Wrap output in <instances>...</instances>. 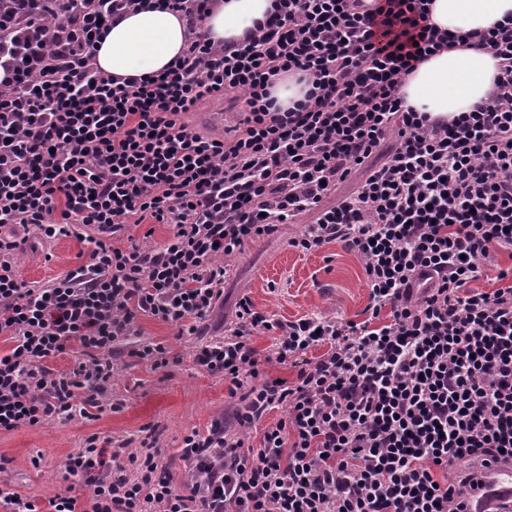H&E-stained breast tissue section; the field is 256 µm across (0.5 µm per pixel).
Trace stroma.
<instances>
[{
  "mask_svg": "<svg viewBox=\"0 0 512 512\" xmlns=\"http://www.w3.org/2000/svg\"><path fill=\"white\" fill-rule=\"evenodd\" d=\"M311 215L282 227L276 237L248 245L233 260L236 276L225 288L226 303L248 294L256 307L276 319L294 321L328 317L359 322L369 305V289L360 259L342 243L332 242L304 254L289 247ZM26 244L17 256L20 277L33 285L45 284L75 267L89 263L88 242L75 237L43 241L34 230L19 229ZM139 339L163 343L175 363L155 369L131 358L119 361L112 387L101 400L120 402L118 411L100 413L97 420L51 421L36 427L0 431L1 477L9 488L36 501L47 512L48 501L65 492L79 493L78 478L64 467L67 456L76 453L90 434L111 440L113 446L137 451L146 430L157 434L165 463L178 479L189 470L179 457L183 436L190 430L204 431L223 417L231 406L223 378L208 374L193 362L196 347L216 335L215 319H206L197 334H180L178 327L141 316L135 322Z\"/></svg>",
  "mask_w": 512,
  "mask_h": 512,
  "instance_id": "stroma-1",
  "label": "stroma"
}]
</instances>
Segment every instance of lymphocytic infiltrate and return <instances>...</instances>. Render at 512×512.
<instances>
[{"label": "lymphocytic infiltrate", "mask_w": 512, "mask_h": 512, "mask_svg": "<svg viewBox=\"0 0 512 512\" xmlns=\"http://www.w3.org/2000/svg\"><path fill=\"white\" fill-rule=\"evenodd\" d=\"M193 36L163 75L115 78L93 56L108 23L143 0H105L33 30L42 48L0 47V431L94 419L112 351L162 368L167 348L133 342L147 315L195 333L224 294L230 259L301 213L302 253L343 242L362 262V322H283L249 296L197 366L223 377L231 420L185 435L179 481L155 450H107L97 435L67 457L82 496L52 512H466L492 461L512 463V286L472 288L512 250V22L469 41L431 26V0H274L230 45L203 35L210 0H166ZM501 74L484 103L451 119L405 107L414 62L469 44ZM302 74V100L271 90ZM234 95L230 137L187 121ZM355 180V189L339 187ZM334 205H325L328 195ZM167 224L160 246L115 245L128 224ZM48 239L88 231V264L33 287L14 262V225ZM278 335L294 382L265 376L252 338ZM78 346L57 374L50 360ZM325 352L316 359L308 353ZM260 446L248 430L277 407ZM307 89V81L299 82L298 75H284L276 81L272 95L277 99V104L286 109L293 102L303 99Z\"/></svg>", "instance_id": "lymphocytic-infiltrate-1"}]
</instances>
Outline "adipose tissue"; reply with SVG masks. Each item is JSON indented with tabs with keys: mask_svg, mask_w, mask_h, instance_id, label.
I'll return each instance as SVG.
<instances>
[{
	"mask_svg": "<svg viewBox=\"0 0 512 512\" xmlns=\"http://www.w3.org/2000/svg\"><path fill=\"white\" fill-rule=\"evenodd\" d=\"M272 0H212L204 33L228 44L264 20ZM512 16V0H432L429 20L454 34L487 31ZM189 32L184 17L164 0L115 17L94 49L98 67L115 77L163 72L185 51ZM498 73L497 61L484 49H452L420 63L401 87L406 106L449 118L485 100Z\"/></svg>",
	"mask_w": 512,
	"mask_h": 512,
	"instance_id": "ef3b65f1",
	"label": "adipose tissue"
}]
</instances>
